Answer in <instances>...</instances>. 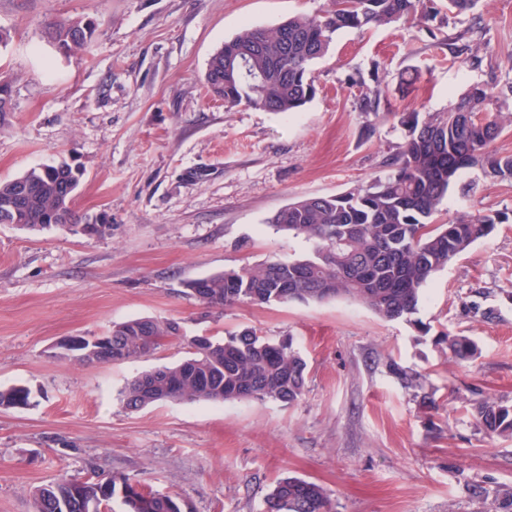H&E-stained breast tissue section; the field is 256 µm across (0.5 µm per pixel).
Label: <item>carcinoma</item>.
<instances>
[{
  "instance_id": "carcinoma-1",
  "label": "carcinoma",
  "mask_w": 512,
  "mask_h": 512,
  "mask_svg": "<svg viewBox=\"0 0 512 512\" xmlns=\"http://www.w3.org/2000/svg\"><path fill=\"white\" fill-rule=\"evenodd\" d=\"M436 18L430 0H332L324 15L297 16L274 28L245 27L210 57L207 92L229 105L245 103L268 112H294L315 95L311 65L329 50L342 28L425 24ZM88 23H53L49 42L67 53L87 50ZM246 60V68L239 61ZM492 92L474 85L448 111L404 113V141L384 161L388 173L365 186L332 196L296 199L278 210L269 226L277 233L313 244L311 255L288 262L267 260L190 280L202 287L199 301L209 308L293 301L321 303L336 297L360 301L380 317L413 321L420 292L429 278L502 223L498 212L463 215L434 222L461 171L476 164L500 180L512 179V154L490 150L512 126V114L488 112ZM14 111L9 84H0V123ZM81 173L67 163L42 164L0 181V224H23L30 231L88 224L73 208ZM176 320L132 318L115 323L102 336L72 340L67 350L81 362L99 359L112 345V363L136 360L165 343L187 345L188 356L154 367L128 383L120 402L138 411L160 402L223 403L274 401L291 405L304 393L308 365L293 338L277 340L243 328L221 339L178 334ZM458 360L477 353L468 336L448 337ZM30 392L0 389V407L26 405ZM478 422L489 435L512 434V405L487 403ZM121 498L125 512H191L189 503L169 494H143L126 476L90 466L84 478L61 475L33 493L34 512H112ZM265 512H334L321 486L296 476L279 479L265 501Z\"/></svg>"
}]
</instances>
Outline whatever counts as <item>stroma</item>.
<instances>
[{
	"label": "stroma",
	"mask_w": 512,
	"mask_h": 512,
	"mask_svg": "<svg viewBox=\"0 0 512 512\" xmlns=\"http://www.w3.org/2000/svg\"><path fill=\"white\" fill-rule=\"evenodd\" d=\"M425 26L343 29L312 66L316 93L296 112L207 96L211 55L246 25L324 14L331 0H0V81L15 110L0 125V180L60 160L83 172L82 216L97 237L0 224V388L30 389L0 409V512H32V492L90 463L193 512H263L275 482L324 487L335 512H512V436L475 420L485 399L512 405V182L466 169L440 221L506 213L487 238L437 271L415 322L361 302L206 308L185 281L272 258L309 242L267 222L294 199L349 191L384 176L406 112H443L470 86L512 113V0L467 15L434 0ZM56 20L92 23L88 53L50 44ZM468 30L452 58L447 37ZM380 96L379 115L362 99ZM194 168L208 181H188ZM137 317L173 319L187 336L245 327L292 337L308 363L294 404L157 403L128 411L127 382L175 363L164 345L119 364L85 365L65 344ZM478 345L452 358L448 337Z\"/></svg>",
	"instance_id": "35a3bbf8"
}]
</instances>
